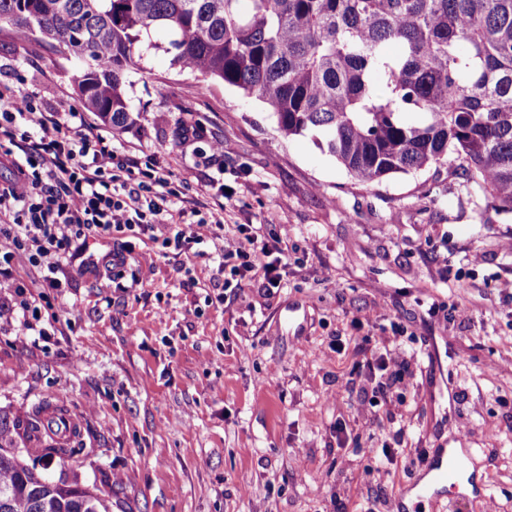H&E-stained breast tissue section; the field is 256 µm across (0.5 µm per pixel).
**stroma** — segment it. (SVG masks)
I'll return each mask as SVG.
<instances>
[{"instance_id": "35a3bbf8", "label": "stroma", "mask_w": 512, "mask_h": 512, "mask_svg": "<svg viewBox=\"0 0 512 512\" xmlns=\"http://www.w3.org/2000/svg\"><path fill=\"white\" fill-rule=\"evenodd\" d=\"M152 38L128 75L135 123L110 132L118 154L172 172L184 203L263 225L288 265L274 294L248 277L213 306V244L140 243L137 290L67 266L38 301L48 337L22 313L0 319V412L48 398L77 420L49 477L110 512H512V212L453 164L356 183L312 136L281 137L261 102L172 68L167 35ZM68 69L0 39V82L47 111L82 109ZM386 352L410 369L376 405L368 363ZM460 446L490 461L484 495L408 494L423 458Z\"/></svg>"}]
</instances>
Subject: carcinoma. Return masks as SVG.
Listing matches in <instances>:
<instances>
[{
	"label": "carcinoma",
	"instance_id": "1",
	"mask_svg": "<svg viewBox=\"0 0 512 512\" xmlns=\"http://www.w3.org/2000/svg\"><path fill=\"white\" fill-rule=\"evenodd\" d=\"M8 30L75 60L106 124L133 123L128 73L155 29L171 65L265 103L284 137L311 134L355 181L457 159L512 212V0H0ZM32 415L0 412V512H109L88 488L26 464Z\"/></svg>",
	"mask_w": 512,
	"mask_h": 512
}]
</instances>
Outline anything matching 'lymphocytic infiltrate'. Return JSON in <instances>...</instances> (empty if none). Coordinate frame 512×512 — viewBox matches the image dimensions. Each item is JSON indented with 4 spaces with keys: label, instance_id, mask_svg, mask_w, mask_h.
I'll list each match as a JSON object with an SVG mask.
<instances>
[{
    "label": "lymphocytic infiltrate",
    "instance_id": "f902f5d3",
    "mask_svg": "<svg viewBox=\"0 0 512 512\" xmlns=\"http://www.w3.org/2000/svg\"><path fill=\"white\" fill-rule=\"evenodd\" d=\"M82 112L67 116L42 109L33 94L0 86V128L18 132L22 154H0V168L12 178L0 188V265L25 257L41 272L37 280L19 285L18 303L0 304V317L22 310L42 322L35 291L54 288L62 265H75L86 252L88 238L123 240L122 248L104 255L116 275H124L135 239L145 237L177 253L220 242L224 256L218 273L224 289L215 296L224 303L235 281L246 274L260 276L265 290L279 287L281 248L262 228L237 225L224 235V215L197 207L170 217L172 198L180 194L169 171L136 170L118 156L112 140L85 126Z\"/></svg>",
    "mask_w": 512,
    "mask_h": 512
}]
</instances>
